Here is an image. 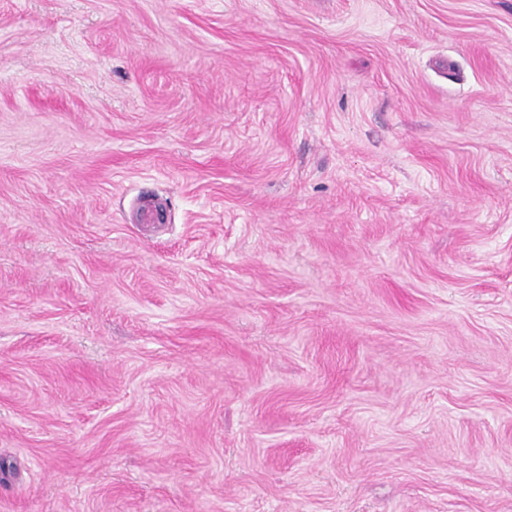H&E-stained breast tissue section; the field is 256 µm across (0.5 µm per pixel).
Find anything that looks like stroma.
I'll use <instances>...</instances> for the list:
<instances>
[{
	"instance_id": "1",
	"label": "stroma",
	"mask_w": 512,
	"mask_h": 512,
	"mask_svg": "<svg viewBox=\"0 0 512 512\" xmlns=\"http://www.w3.org/2000/svg\"><path fill=\"white\" fill-rule=\"evenodd\" d=\"M0 512H512V0H0Z\"/></svg>"
}]
</instances>
